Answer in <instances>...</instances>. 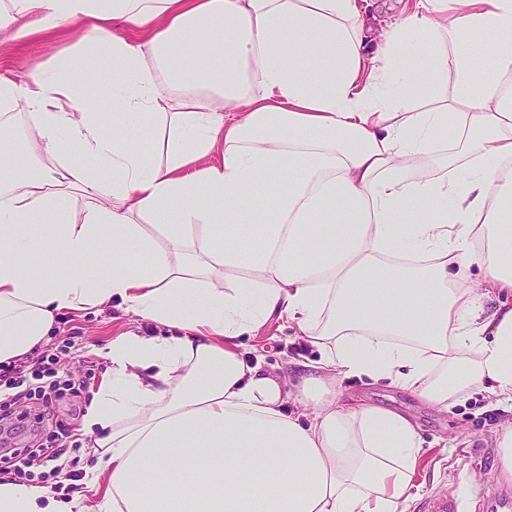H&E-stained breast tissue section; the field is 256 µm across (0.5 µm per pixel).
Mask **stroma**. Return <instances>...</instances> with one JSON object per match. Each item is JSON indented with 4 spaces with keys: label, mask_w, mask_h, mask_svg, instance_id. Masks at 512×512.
<instances>
[{
    "label": "stroma",
    "mask_w": 512,
    "mask_h": 512,
    "mask_svg": "<svg viewBox=\"0 0 512 512\" xmlns=\"http://www.w3.org/2000/svg\"><path fill=\"white\" fill-rule=\"evenodd\" d=\"M78 40V33L71 32L55 38L49 46L40 41L0 46V74L21 75L33 65L46 62L52 51H75ZM130 330L146 336L168 333L167 328L139 320L116 300L110 308L100 312L62 315L52 338L70 342L64 364L94 392L108 366L100 354L101 349ZM245 344L260 358L266 372L292 383L301 380L304 363L319 357L315 347L277 322L246 337ZM336 392L403 412L415 421L424 441L416 476V500L444 494L458 501L461 512H475L478 498L490 489L512 492V481L504 480L496 467V432L504 424H512V409L496 399L481 397L449 405L447 410L440 411L409 390L355 377L340 380Z\"/></svg>",
    "instance_id": "obj_1"
}]
</instances>
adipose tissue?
<instances>
[{
    "mask_svg": "<svg viewBox=\"0 0 512 512\" xmlns=\"http://www.w3.org/2000/svg\"><path fill=\"white\" fill-rule=\"evenodd\" d=\"M360 15V0H0L5 40L81 33L0 75V364L116 299L170 330L107 346L83 420L94 506L3 481L0 512H407L416 426L337 382L442 410L512 403V0H417L371 53ZM273 320L320 352L301 383L242 342Z\"/></svg>",
    "mask_w": 512,
    "mask_h": 512,
    "instance_id": "1",
    "label": "adipose tissue"
}]
</instances>
